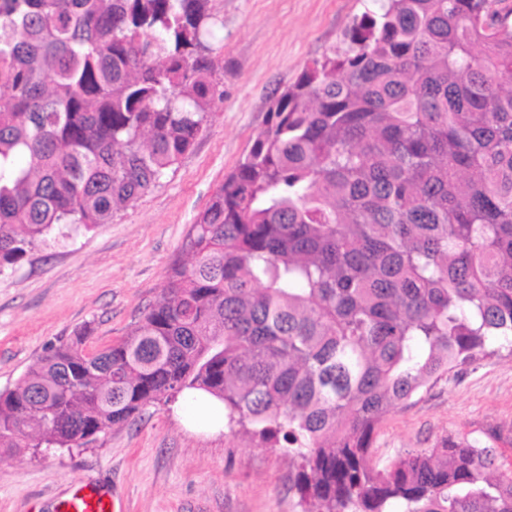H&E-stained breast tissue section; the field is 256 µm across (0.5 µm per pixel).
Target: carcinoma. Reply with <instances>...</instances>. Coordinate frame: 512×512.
<instances>
[{
	"instance_id": "1",
	"label": "carcinoma",
	"mask_w": 512,
	"mask_h": 512,
	"mask_svg": "<svg viewBox=\"0 0 512 512\" xmlns=\"http://www.w3.org/2000/svg\"><path fill=\"white\" fill-rule=\"evenodd\" d=\"M212 0H0V274L154 190L224 97ZM272 100L130 334L47 347L0 453L186 393L297 463L301 512H512L495 448L378 469L387 415L512 354V4L382 0Z\"/></svg>"
}]
</instances>
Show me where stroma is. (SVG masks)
I'll return each instance as SVG.
<instances>
[{
  "instance_id": "35a3bbf8",
  "label": "stroma",
  "mask_w": 512,
  "mask_h": 512,
  "mask_svg": "<svg viewBox=\"0 0 512 512\" xmlns=\"http://www.w3.org/2000/svg\"><path fill=\"white\" fill-rule=\"evenodd\" d=\"M212 40L224 100L193 149L159 186L111 223L50 241L0 274V390L45 349L88 325L90 347L127 336L154 303L182 243L224 177L248 152L277 93L311 61L343 54L344 34L374 0H213ZM186 398L84 448L0 456V512H53L73 483L92 479L123 497L124 512H300L296 468L244 433L209 430ZM467 436L512 465V354L482 358L439 381L378 427L372 462Z\"/></svg>"
}]
</instances>
